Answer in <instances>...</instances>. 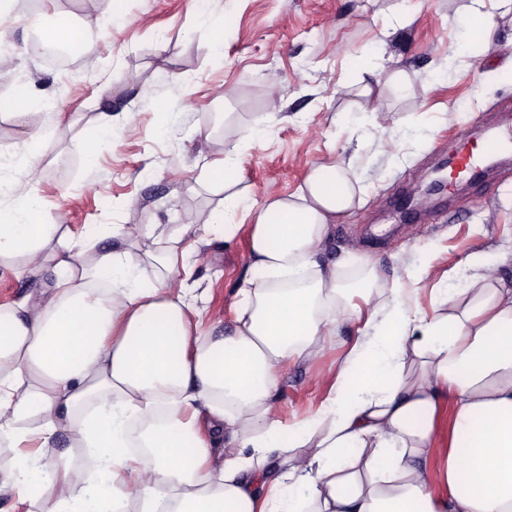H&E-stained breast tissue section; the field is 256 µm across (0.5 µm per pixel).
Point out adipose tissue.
<instances>
[{"label":"adipose tissue","mask_w":512,"mask_h":512,"mask_svg":"<svg viewBox=\"0 0 512 512\" xmlns=\"http://www.w3.org/2000/svg\"><path fill=\"white\" fill-rule=\"evenodd\" d=\"M357 187L344 163L313 168L298 194L267 196L251 227L232 334L200 336L187 315L172 249L126 247L82 261L63 244L44 256L56 225L35 223L28 191L0 214V262L51 259V295L0 308V446L49 445L67 430L93 466L82 483L50 461L0 469V492L36 500L39 512H125L134 484L140 512H512V283L468 264L464 285L445 289L447 310L409 312L400 285L364 262L356 283L371 308L337 372V386L302 425L276 418L275 373L314 355L335 335L325 303L347 298L335 266L318 253L347 215ZM452 408L447 450L433 415ZM204 416L205 431L194 417ZM236 451L213 460L221 441ZM284 471L265 485L271 454ZM440 457L445 490H429ZM61 492L47 496L44 473Z\"/></svg>","instance_id":"obj_1"}]
</instances>
